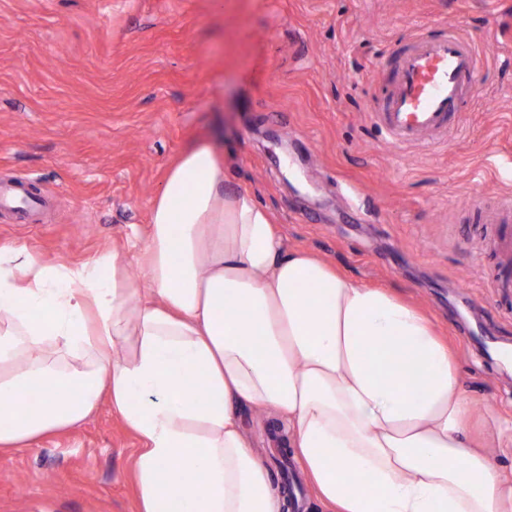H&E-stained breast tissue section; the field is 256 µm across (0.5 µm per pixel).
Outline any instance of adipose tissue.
Masks as SVG:
<instances>
[{"label":"adipose tissue","mask_w":512,"mask_h":512,"mask_svg":"<svg viewBox=\"0 0 512 512\" xmlns=\"http://www.w3.org/2000/svg\"><path fill=\"white\" fill-rule=\"evenodd\" d=\"M139 439V512H286L245 427L284 423L317 512H512V475L434 321L285 249L215 147L185 150L146 229L66 264L0 243V447L101 402Z\"/></svg>","instance_id":"1"}]
</instances>
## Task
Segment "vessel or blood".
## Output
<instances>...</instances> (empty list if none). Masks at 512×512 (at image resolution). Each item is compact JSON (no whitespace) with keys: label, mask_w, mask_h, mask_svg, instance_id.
<instances>
[{"label":"vessel or blood","mask_w":512,"mask_h":512,"mask_svg":"<svg viewBox=\"0 0 512 512\" xmlns=\"http://www.w3.org/2000/svg\"><path fill=\"white\" fill-rule=\"evenodd\" d=\"M481 70V59L470 40L457 32L417 37L393 56L387 88L373 106V115L391 144L403 150L446 144L461 131L464 105ZM0 208L28 217L33 208L23 185L0 190ZM507 246L493 285L512 288V227L499 232Z\"/></svg>","instance_id":"vessel-or-blood-1"}]
</instances>
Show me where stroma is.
I'll list each match as a JSON object with an SVG mask.
<instances>
[{"instance_id":"1","label":"stroma","mask_w":512,"mask_h":512,"mask_svg":"<svg viewBox=\"0 0 512 512\" xmlns=\"http://www.w3.org/2000/svg\"><path fill=\"white\" fill-rule=\"evenodd\" d=\"M452 27L486 57L449 144L391 145L370 105L409 34ZM212 142L286 247L424 307L461 358L481 423L512 420V289L490 288L474 200L512 202V0H0V184L47 201L0 210V241L84 263L149 222L182 152ZM275 418L248 421L313 512ZM139 442L108 403L35 448L0 449V512H138Z\"/></svg>"}]
</instances>
